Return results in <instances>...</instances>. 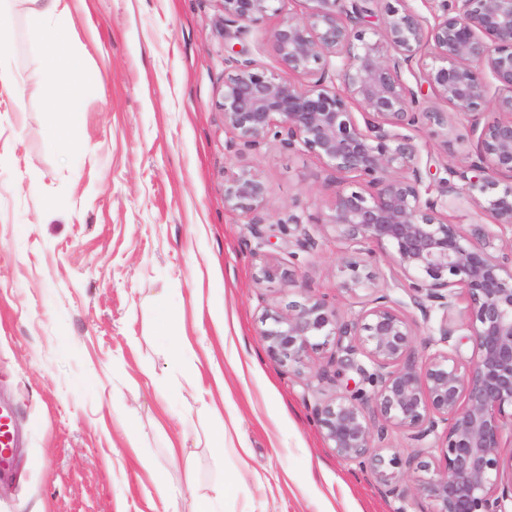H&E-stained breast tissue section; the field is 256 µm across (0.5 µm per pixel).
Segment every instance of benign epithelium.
Returning a JSON list of instances; mask_svg holds the SVG:
<instances>
[{
  "label": "benign epithelium",
  "mask_w": 512,
  "mask_h": 512,
  "mask_svg": "<svg viewBox=\"0 0 512 512\" xmlns=\"http://www.w3.org/2000/svg\"><path fill=\"white\" fill-rule=\"evenodd\" d=\"M224 31L239 38L275 17L269 30L279 73L245 54L224 58L221 108L228 148L258 151L274 137L290 151L315 156L335 175L325 220L311 224L288 208L296 251L310 254L317 235L333 231L347 245L339 288L363 310L342 320L323 300L305 298L266 313L269 355L305 375L312 355L326 362L316 378L337 385L348 372L372 387L317 399L316 422L336 456L369 470L390 495L416 473L429 512H506L512 501V0H385L381 29L368 26L374 0H305L302 18L287 0H221ZM431 56L423 66L421 56ZM427 87L454 112L427 104ZM498 117L484 119L487 108ZM466 122L475 157L443 167L429 181L419 133L448 142ZM268 188L243 170L224 185V205L251 215L268 242ZM465 202L488 224H453L448 203ZM384 249L388 270L363 259ZM297 271L264 262L258 280L295 281ZM401 279L405 303L391 294ZM465 299V322L452 313ZM417 310L416 319L406 312ZM430 326L416 361L419 323ZM466 330L474 349L464 359L453 336ZM406 431L416 448L383 455L388 428Z\"/></svg>",
  "instance_id": "7a95c632"
}]
</instances>
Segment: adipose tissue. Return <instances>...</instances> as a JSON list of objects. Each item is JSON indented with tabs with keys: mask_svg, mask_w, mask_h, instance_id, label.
Listing matches in <instances>:
<instances>
[{
	"mask_svg": "<svg viewBox=\"0 0 512 512\" xmlns=\"http://www.w3.org/2000/svg\"><path fill=\"white\" fill-rule=\"evenodd\" d=\"M31 10L39 25L31 32L34 41L49 52L46 67L53 88L49 111L54 138L76 143V119L80 112L85 76L71 49L70 29L56 16L61 0H31Z\"/></svg>",
	"mask_w": 512,
	"mask_h": 512,
	"instance_id": "obj_1",
	"label": "adipose tissue"
}]
</instances>
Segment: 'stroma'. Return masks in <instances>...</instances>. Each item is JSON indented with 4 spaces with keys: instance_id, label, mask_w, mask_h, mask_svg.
Segmentation results:
<instances>
[{
    "instance_id": "stroma-1",
    "label": "stroma",
    "mask_w": 512,
    "mask_h": 512,
    "mask_svg": "<svg viewBox=\"0 0 512 512\" xmlns=\"http://www.w3.org/2000/svg\"><path fill=\"white\" fill-rule=\"evenodd\" d=\"M66 4L86 70L78 149L47 134L46 52L26 0L0 41V398L25 436L0 512H158L163 487L191 512L238 474L219 512H428L413 481L387 496L328 448L313 407L335 386L308 389L260 338L266 309L299 292L344 318L361 311L339 288L331 235L300 261L296 289L256 279L263 260L288 259L283 212L319 222L336 190L314 156L277 140L226 147L224 55L237 43L277 71L268 24L235 42L220 0ZM243 169L269 187L262 247L224 207V181ZM217 371L214 411L194 391Z\"/></svg>"
}]
</instances>
